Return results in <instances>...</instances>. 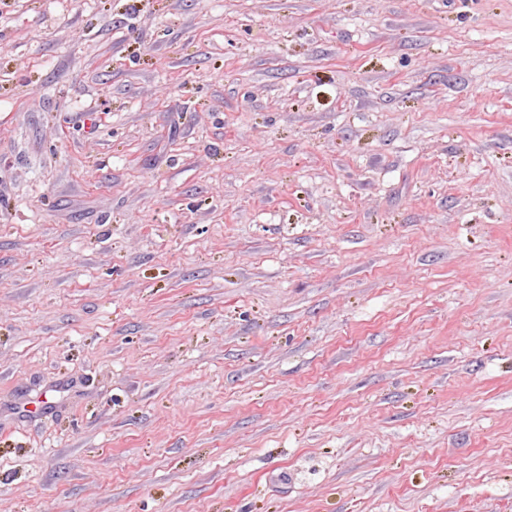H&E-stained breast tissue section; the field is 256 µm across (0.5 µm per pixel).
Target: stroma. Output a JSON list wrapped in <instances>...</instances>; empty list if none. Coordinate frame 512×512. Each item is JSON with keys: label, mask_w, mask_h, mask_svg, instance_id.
<instances>
[{"label": "stroma", "mask_w": 512, "mask_h": 512, "mask_svg": "<svg viewBox=\"0 0 512 512\" xmlns=\"http://www.w3.org/2000/svg\"><path fill=\"white\" fill-rule=\"evenodd\" d=\"M0 512H512V0H0Z\"/></svg>", "instance_id": "obj_1"}]
</instances>
